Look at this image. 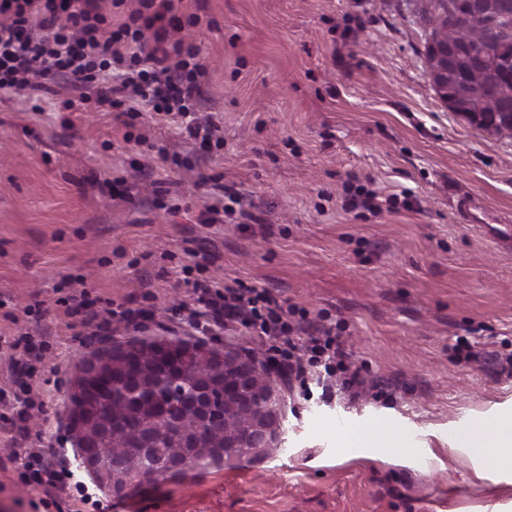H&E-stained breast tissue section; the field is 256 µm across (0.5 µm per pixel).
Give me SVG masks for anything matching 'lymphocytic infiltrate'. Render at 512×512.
Wrapping results in <instances>:
<instances>
[{
  "instance_id": "1",
  "label": "lymphocytic infiltrate",
  "mask_w": 512,
  "mask_h": 512,
  "mask_svg": "<svg viewBox=\"0 0 512 512\" xmlns=\"http://www.w3.org/2000/svg\"><path fill=\"white\" fill-rule=\"evenodd\" d=\"M182 0H138L112 27L101 0H0V90L42 91L65 84L99 103L152 105L186 115L199 94L195 46L177 39ZM196 324L236 319L286 346L294 327L266 289L200 285Z\"/></svg>"
}]
</instances>
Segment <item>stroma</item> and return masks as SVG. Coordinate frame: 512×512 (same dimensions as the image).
Wrapping results in <instances>:
<instances>
[{
  "mask_svg": "<svg viewBox=\"0 0 512 512\" xmlns=\"http://www.w3.org/2000/svg\"><path fill=\"white\" fill-rule=\"evenodd\" d=\"M419 0H185L197 25L198 117L217 141L67 94L0 91V512H512V471L488 480L452 438L512 414V137L469 125L433 88ZM239 213L205 224L222 189ZM373 209L350 210L355 191ZM482 208L463 220L460 204ZM190 274H183V267ZM269 289L285 311L332 327L339 378L288 387L273 370L279 447L134 485L116 496L75 462L68 428L76 363L115 341H205L279 360L236 322L198 333L193 282ZM88 312L131 320L91 336ZM42 299L40 311L27 305ZM31 388L30 436L4 430ZM379 423L385 447L347 457L338 417ZM70 459L43 504L29 452Z\"/></svg>",
  "mask_w": 512,
  "mask_h": 512,
  "instance_id": "35a3bbf8",
  "label": "stroma"
}]
</instances>
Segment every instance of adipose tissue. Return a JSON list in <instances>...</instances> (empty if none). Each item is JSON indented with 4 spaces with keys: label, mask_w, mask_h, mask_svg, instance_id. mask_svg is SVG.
<instances>
[{
    "label": "adipose tissue",
    "mask_w": 512,
    "mask_h": 512,
    "mask_svg": "<svg viewBox=\"0 0 512 512\" xmlns=\"http://www.w3.org/2000/svg\"><path fill=\"white\" fill-rule=\"evenodd\" d=\"M453 443L468 449L480 459L489 476L512 464V418H498L487 422L475 420L453 437Z\"/></svg>",
    "instance_id": "adipose-tissue-1"
}]
</instances>
